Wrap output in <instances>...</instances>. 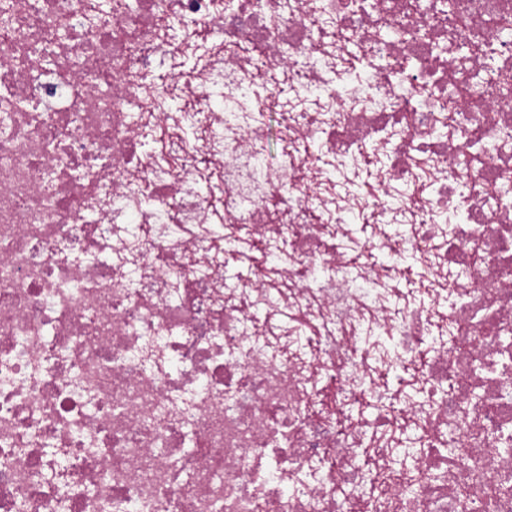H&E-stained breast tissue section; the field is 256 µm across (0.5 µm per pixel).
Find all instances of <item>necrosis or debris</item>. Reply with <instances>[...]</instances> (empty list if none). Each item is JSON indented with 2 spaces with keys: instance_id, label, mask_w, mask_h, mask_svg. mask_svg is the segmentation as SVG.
I'll list each match as a JSON object with an SVG mask.
<instances>
[{
  "instance_id": "4bbe7bcc",
  "label": "necrosis or debris",
  "mask_w": 512,
  "mask_h": 512,
  "mask_svg": "<svg viewBox=\"0 0 512 512\" xmlns=\"http://www.w3.org/2000/svg\"><path fill=\"white\" fill-rule=\"evenodd\" d=\"M10 3L0 512H512V0ZM283 84L318 108L273 166ZM301 140L328 186L374 156L367 201L315 210Z\"/></svg>"
}]
</instances>
